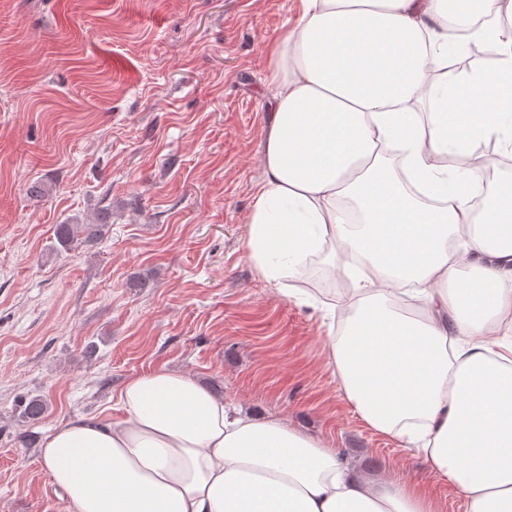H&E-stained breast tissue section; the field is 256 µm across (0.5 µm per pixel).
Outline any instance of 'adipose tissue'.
I'll return each instance as SVG.
<instances>
[{
  "instance_id": "obj_1",
  "label": "adipose tissue",
  "mask_w": 512,
  "mask_h": 512,
  "mask_svg": "<svg viewBox=\"0 0 512 512\" xmlns=\"http://www.w3.org/2000/svg\"><path fill=\"white\" fill-rule=\"evenodd\" d=\"M492 66L444 71L448 21ZM512 15L501 0H297L267 57L272 83L245 249L271 286L330 245L361 264L328 365L375 431L417 449L468 501L512 512V183L481 209L470 170L439 164L496 140L512 157ZM430 99L429 121L412 103ZM405 154L396 175L386 147ZM419 298L422 318L397 309ZM121 416L69 422L41 457L68 512H432L396 481L194 377L128 379Z\"/></svg>"
}]
</instances>
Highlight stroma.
Returning a JSON list of instances; mask_svg holds the SVG:
<instances>
[{
    "label": "stroma",
    "instance_id": "1",
    "mask_svg": "<svg viewBox=\"0 0 512 512\" xmlns=\"http://www.w3.org/2000/svg\"><path fill=\"white\" fill-rule=\"evenodd\" d=\"M291 3L0 0V512H66L25 434L118 416L123 384L155 369L373 477L420 483L435 512H467L353 411L326 365L327 320L268 287L245 251L266 45ZM106 206L100 243L54 249L55 225ZM36 396L48 413L23 426L18 404Z\"/></svg>",
    "mask_w": 512,
    "mask_h": 512
}]
</instances>
